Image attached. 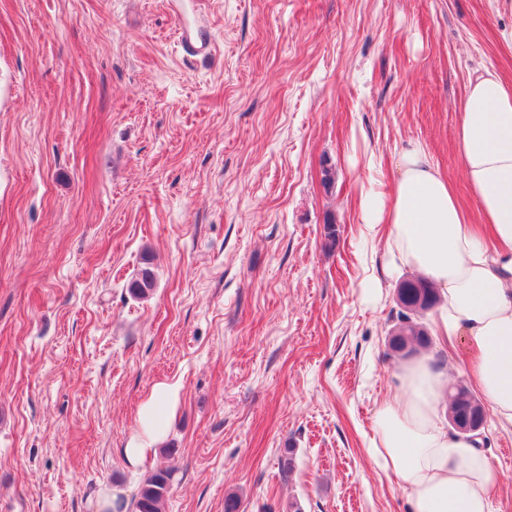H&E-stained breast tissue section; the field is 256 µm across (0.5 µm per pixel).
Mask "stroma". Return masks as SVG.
<instances>
[{"label": "stroma", "mask_w": 512, "mask_h": 512, "mask_svg": "<svg viewBox=\"0 0 512 512\" xmlns=\"http://www.w3.org/2000/svg\"><path fill=\"white\" fill-rule=\"evenodd\" d=\"M511 30L512 0H0V512L160 469L164 512H412L370 448L414 271L359 195L417 142L478 219L455 131L476 70L512 83ZM161 384L165 448L131 466ZM482 435L512 512V430Z\"/></svg>", "instance_id": "stroma-1"}]
</instances>
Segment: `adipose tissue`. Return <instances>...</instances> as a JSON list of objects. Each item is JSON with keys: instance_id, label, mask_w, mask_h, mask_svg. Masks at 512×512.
Returning a JSON list of instances; mask_svg holds the SVG:
<instances>
[{"instance_id": "obj_1", "label": "adipose tissue", "mask_w": 512, "mask_h": 512, "mask_svg": "<svg viewBox=\"0 0 512 512\" xmlns=\"http://www.w3.org/2000/svg\"><path fill=\"white\" fill-rule=\"evenodd\" d=\"M456 139L480 223H471L448 177L418 144L402 150L390 195L362 194L361 221L388 225L393 256L438 290L439 335L461 346L498 425L512 429V84L489 69L471 78ZM398 381L374 414V451L408 491L413 512H492L497 469L477 438L442 426L444 368L422 357ZM169 399L160 391L142 405L124 450L129 464L156 453Z\"/></svg>"}]
</instances>
